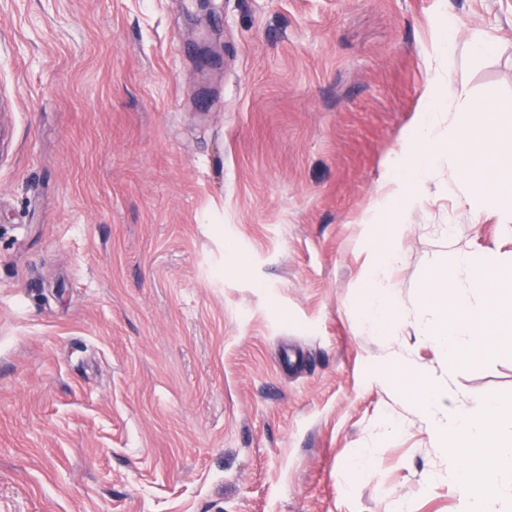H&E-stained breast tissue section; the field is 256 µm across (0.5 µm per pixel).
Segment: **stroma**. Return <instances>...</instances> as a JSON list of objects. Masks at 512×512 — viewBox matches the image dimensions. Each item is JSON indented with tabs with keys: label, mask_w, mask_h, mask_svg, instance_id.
Segmentation results:
<instances>
[{
	"label": "stroma",
	"mask_w": 512,
	"mask_h": 512,
	"mask_svg": "<svg viewBox=\"0 0 512 512\" xmlns=\"http://www.w3.org/2000/svg\"><path fill=\"white\" fill-rule=\"evenodd\" d=\"M191 11L0 0V512H461L417 392L510 398L512 353L449 364L420 285L512 223L438 169L378 336L366 218L436 67L512 116V0H215L209 66Z\"/></svg>",
	"instance_id": "stroma-1"
}]
</instances>
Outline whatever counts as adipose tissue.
<instances>
[{
    "label": "adipose tissue",
    "instance_id": "adipose-tissue-1",
    "mask_svg": "<svg viewBox=\"0 0 512 512\" xmlns=\"http://www.w3.org/2000/svg\"><path fill=\"white\" fill-rule=\"evenodd\" d=\"M420 296L445 316V328L434 341L449 363H457L465 349L476 355L512 351V342L499 336L501 327L512 328V306L475 310L457 291L453 267L434 268ZM423 407L439 416L432 431L452 462L448 479L462 494L464 512H488L491 488L512 482V399L489 396L476 409L462 410L452 398L432 391Z\"/></svg>",
    "mask_w": 512,
    "mask_h": 512
}]
</instances>
